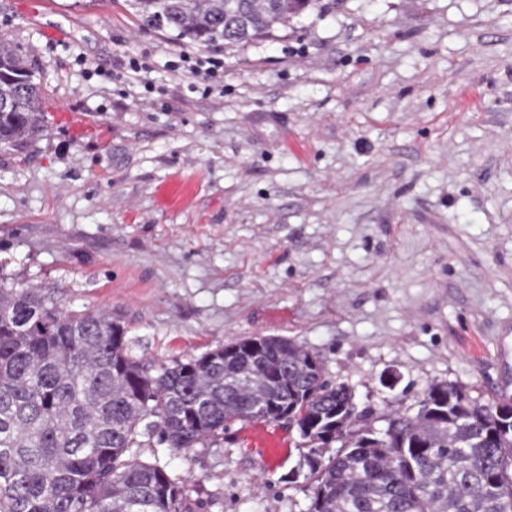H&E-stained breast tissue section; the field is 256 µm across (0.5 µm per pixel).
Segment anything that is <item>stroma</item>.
<instances>
[{"label": "stroma", "mask_w": 512, "mask_h": 512, "mask_svg": "<svg viewBox=\"0 0 512 512\" xmlns=\"http://www.w3.org/2000/svg\"><path fill=\"white\" fill-rule=\"evenodd\" d=\"M1 34L49 126L0 148V280L111 309L155 367L294 339L379 429L433 383L512 404V0H318L235 46L133 0H0ZM243 426L138 454L202 512H306L296 427L275 460Z\"/></svg>", "instance_id": "obj_1"}]
</instances>
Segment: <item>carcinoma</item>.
Returning <instances> with one entry per match:
<instances>
[{
    "mask_svg": "<svg viewBox=\"0 0 512 512\" xmlns=\"http://www.w3.org/2000/svg\"><path fill=\"white\" fill-rule=\"evenodd\" d=\"M140 21L210 44L247 43L317 0H137ZM39 70L0 35V147L46 131ZM385 418L325 378L290 338L257 354L216 349L154 372L112 312L62 310L0 281V512H201L168 464L134 449L194 448L240 419L287 415L308 468L307 512H512V405L430 384Z\"/></svg>",
    "mask_w": 512,
    "mask_h": 512,
    "instance_id": "carcinoma-1",
    "label": "carcinoma"
}]
</instances>
